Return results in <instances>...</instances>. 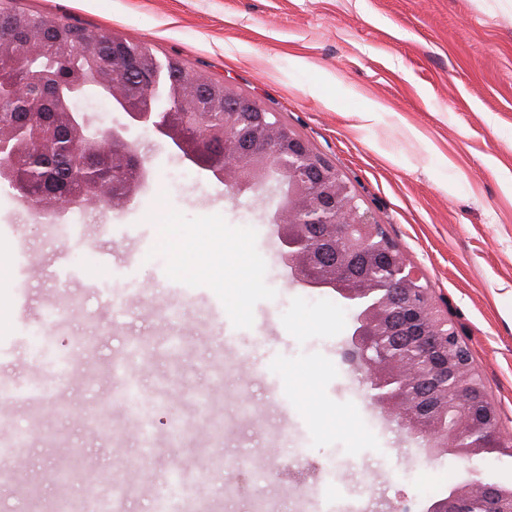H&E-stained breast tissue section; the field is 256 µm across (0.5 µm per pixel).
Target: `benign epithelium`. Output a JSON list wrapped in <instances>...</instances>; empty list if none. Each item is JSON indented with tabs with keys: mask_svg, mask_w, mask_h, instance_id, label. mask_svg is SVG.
Segmentation results:
<instances>
[{
	"mask_svg": "<svg viewBox=\"0 0 512 512\" xmlns=\"http://www.w3.org/2000/svg\"><path fill=\"white\" fill-rule=\"evenodd\" d=\"M112 42L121 51L108 57L93 45L83 46L88 75L105 69L108 81L101 90L127 123L104 129L105 141L85 144L84 170L73 191L56 190L48 183L34 192L22 172L21 147L0 135V183L29 210H40L49 196L50 211L60 216L82 209L91 199L108 195L112 172L96 165L98 155L118 146L131 159L127 180L138 192L149 180L138 144L127 138L132 127L150 128L167 140L184 160L208 172L235 196L275 191L276 207L268 223L280 242L288 278L305 288H327L350 311L348 352L356 368L366 372L371 405L389 422L420 443L429 458H463L498 447L502 435L497 406L486 401L485 416L475 414V392L469 380L478 375L470 350L459 341L422 274L387 235L369 210L361 207L352 184L304 139L291 134L257 99L245 97L226 84L222 125L198 131L188 126L182 137L173 135L158 113L132 106L120 89L126 77L142 73L141 48L119 36ZM257 113L266 135L243 147L238 110ZM399 333L411 352L386 353L387 338ZM487 482L478 469L448 487L440 498L428 500L424 512H512L504 500L486 493Z\"/></svg>",
	"mask_w": 512,
	"mask_h": 512,
	"instance_id": "benign-epithelium-1",
	"label": "benign epithelium"
}]
</instances>
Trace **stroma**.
<instances>
[{
  "label": "stroma",
  "mask_w": 512,
  "mask_h": 512,
  "mask_svg": "<svg viewBox=\"0 0 512 512\" xmlns=\"http://www.w3.org/2000/svg\"><path fill=\"white\" fill-rule=\"evenodd\" d=\"M67 19L178 58L191 74L257 97L357 187L363 206L420 266L469 347L506 435L512 436V0H0ZM149 185L128 204L89 208L93 226L47 235L0 189V434L27 444L0 464L28 482L78 448L86 470L44 485L36 512L66 494L97 512L113 487L121 512H155L171 466L213 512H248L263 496L279 512H312L287 477L243 470L255 456L310 475L312 488L367 512L426 502L467 467L512 484V458H426L376 411L361 371L344 358L347 312L327 292L289 281L266 197H236L183 162L167 141L134 128ZM211 228L200 245L255 257V287L177 275L156 226ZM136 250V281L111 262ZM76 280L50 272L59 255ZM245 299L237 345L220 336ZM125 360L117 376L92 369ZM179 419L197 448L166 453L158 416ZM105 415L98 431L88 420ZM346 417L350 427L331 426ZM224 439L206 440L213 422ZM99 474L89 485L87 471ZM239 485L225 500L227 485Z\"/></svg>",
  "instance_id": "35a3bbf8"
}]
</instances>
